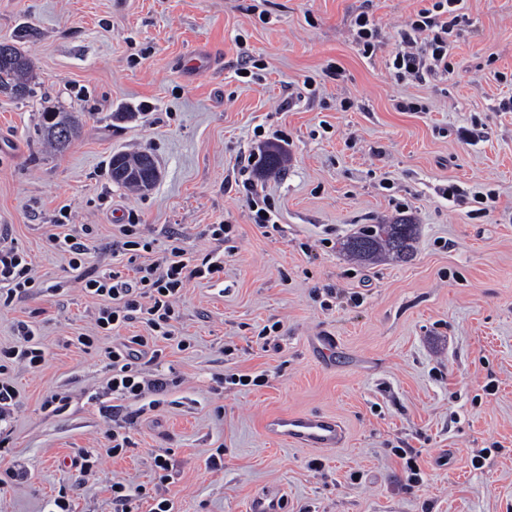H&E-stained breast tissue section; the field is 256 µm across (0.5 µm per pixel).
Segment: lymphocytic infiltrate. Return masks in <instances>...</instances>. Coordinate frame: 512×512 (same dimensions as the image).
<instances>
[{
    "label": "lymphocytic infiltrate",
    "instance_id": "obj_1",
    "mask_svg": "<svg viewBox=\"0 0 512 512\" xmlns=\"http://www.w3.org/2000/svg\"><path fill=\"white\" fill-rule=\"evenodd\" d=\"M462 0H430L427 7L417 11L401 29L399 48L390 65L396 77L424 78L448 69V37L463 22ZM224 272L223 259L205 255L200 259L188 257L179 241H170L157 262L136 268L128 276L115 270L105 276L86 278L83 290L101 298L102 304L95 319L104 333L116 334L115 344L108 352L112 362L113 394L137 400L149 391H165L166 378H147L142 363L160 361L163 351L156 339H173L180 317L178 302L184 284L190 279L213 280ZM36 283V273L28 255L17 247L0 242V305L10 306L26 298ZM133 322L145 324L144 336H119L120 328ZM17 340L9 346L0 345V422L10 414L20 396L7 372L19 364L39 369L45 361V351L29 324L20 322L14 327Z\"/></svg>",
    "mask_w": 512,
    "mask_h": 512
}]
</instances>
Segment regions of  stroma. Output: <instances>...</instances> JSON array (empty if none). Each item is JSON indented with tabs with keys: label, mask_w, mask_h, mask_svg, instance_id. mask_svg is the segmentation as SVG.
<instances>
[{
	"label": "stroma",
	"mask_w": 512,
	"mask_h": 512,
	"mask_svg": "<svg viewBox=\"0 0 512 512\" xmlns=\"http://www.w3.org/2000/svg\"><path fill=\"white\" fill-rule=\"evenodd\" d=\"M464 5L447 72L416 81L389 61L421 0H0V42L34 67L30 97L0 94V232L37 276L0 307V345L22 320L46 351L40 369L9 372L20 398L0 477H26L0 512H52L61 491L73 512H113L118 481L143 489L138 512L160 497L174 512H244L267 493L281 512H512V0ZM364 11L381 25L369 58L353 38ZM48 110L80 119L64 152L44 143ZM272 149L288 159L281 175L240 176ZM137 150L160 176L136 194L108 163ZM248 178L277 228L252 220ZM450 186L462 202L442 198ZM64 214L91 230L78 271L49 240ZM397 219L419 227L411 259L342 252L361 225ZM222 221L220 243L207 228ZM128 222L155 242L134 264L172 236L189 256L224 255L220 278L182 291L186 349L146 368L176 381L155 406L108 391L113 338L81 287L119 264ZM232 373L260 382L214 393V376ZM53 394L61 409L45 407ZM283 413L336 419L344 440L323 450L267 435ZM117 419L135 448L111 457ZM85 452L99 460L90 476L76 465Z\"/></svg>",
	"instance_id": "35a3bbf8"
}]
</instances>
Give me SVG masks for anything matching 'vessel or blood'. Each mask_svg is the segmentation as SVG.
Listing matches in <instances>:
<instances>
[{"instance_id": "b4317fda", "label": "vessel or blood", "mask_w": 512, "mask_h": 512, "mask_svg": "<svg viewBox=\"0 0 512 512\" xmlns=\"http://www.w3.org/2000/svg\"><path fill=\"white\" fill-rule=\"evenodd\" d=\"M268 433L286 438L292 444L311 448H334L342 443L344 430L332 418L287 413L270 418Z\"/></svg>"}]
</instances>
